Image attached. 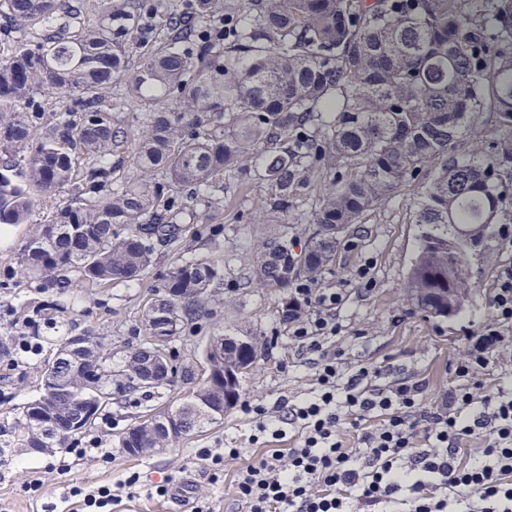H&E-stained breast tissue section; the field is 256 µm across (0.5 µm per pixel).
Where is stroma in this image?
Segmentation results:
<instances>
[{"mask_svg": "<svg viewBox=\"0 0 512 512\" xmlns=\"http://www.w3.org/2000/svg\"><path fill=\"white\" fill-rule=\"evenodd\" d=\"M104 109L113 127L127 134L112 155V182L119 185L134 174L137 132L151 107L131 99L124 81L116 80ZM262 164L260 155H252L196 194L195 216L176 218L177 241L156 246L149 267L133 281L96 286L72 272L64 287L57 288L25 274L22 257L39 225L72 199L91 202L79 183L54 196L35 195L27 223L0 224V512H74L71 487L89 492L132 475L137 481L123 488L115 512H193L197 507L203 512H240L236 499L240 470L269 449L295 445L293 427L285 437L251 442L253 427L236 406L220 422L159 453L133 456L120 446L135 418L175 408L192 391L182 370L199 369L208 338L217 328L248 331L264 342L253 369L241 381L240 399L271 407L282 398L296 401L310 396L314 388L310 356L297 347L279 318L285 291L247 288L243 282L253 274L256 240L282 233L294 250L304 248L324 183L321 176H313L304 195L274 212L267 206L270 188ZM430 177L426 170L410 178L395 197L367 212L359 228L342 238L319 285L343 292L336 312L340 331L331 345L343 366L382 370L386 383L404 376L425 380L427 403L433 406L454 385L452 368L465 356L469 337L488 317L497 272L504 262L512 261V240L494 233L485 250L474 256L475 289L460 314L444 321L427 317L407 300L402 285L421 231L414 220L416 202ZM202 257L218 262L224 286L207 306L205 328L183 333L172 342L177 369L170 381L148 391L113 395L106 411L75 440V447L87 454L76 459L67 474L51 468L52 453L22 448L23 407L39 396L42 371L53 360L62 337H101L112 351L113 370H121L148 334L146 311L162 296L169 269L180 260ZM363 266L372 277L368 288L354 278ZM32 327L38 330L32 339L37 352L17 354L16 336ZM216 448H236L240 456L226 461L215 476L199 453ZM36 478L42 482L39 492L27 493L26 484ZM163 484L171 489L165 497L156 493Z\"/></svg>", "mask_w": 512, "mask_h": 512, "instance_id": "obj_1", "label": "stroma"}]
</instances>
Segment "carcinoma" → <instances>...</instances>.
<instances>
[{
	"mask_svg": "<svg viewBox=\"0 0 512 512\" xmlns=\"http://www.w3.org/2000/svg\"><path fill=\"white\" fill-rule=\"evenodd\" d=\"M198 0L170 17L161 34L145 19L152 0H98L100 25L76 23L68 0H0V11L24 35L42 33L0 56V224H23L36 193L54 194L75 179V157L87 165L83 184L109 189L87 204L71 203L41 226L25 269L53 285L70 272L92 284L133 280L149 266L153 247L170 244L179 225L159 208L160 189H201L254 152L264 156L268 207L309 187L321 171L328 188L312 213L308 246L299 255L285 236L254 251L258 288L319 281L333 263L339 230H351L407 180L436 166L417 204L419 243L403 284L426 316H456L471 295L470 257L502 223L512 191V0ZM161 46L129 71V52ZM126 79L129 96L153 103L138 136L136 177L112 187V148L123 142L102 110L112 81ZM75 96L76 117L42 135L29 112L33 92ZM485 112L500 138L492 152L461 157L457 143ZM223 285L208 259L184 260L164 283V297L146 314L152 336H178L205 312ZM457 289L448 309V289ZM224 337V406L208 388L188 392L175 410L190 435L232 408L241 376L256 361L260 338ZM100 348L58 358L43 371L50 401L23 407L25 448H66L37 427L67 431L73 408H98L102 373L112 371ZM132 354L116 390L140 383ZM172 435L149 417L125 432L121 447L163 448Z\"/></svg>",
	"mask_w": 512,
	"mask_h": 512,
	"instance_id": "obj_1",
	"label": "carcinoma"
}]
</instances>
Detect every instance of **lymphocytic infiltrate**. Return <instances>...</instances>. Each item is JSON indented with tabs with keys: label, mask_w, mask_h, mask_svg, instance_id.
Segmentation results:
<instances>
[{
	"label": "lymphocytic infiltrate",
	"mask_w": 512,
	"mask_h": 512,
	"mask_svg": "<svg viewBox=\"0 0 512 512\" xmlns=\"http://www.w3.org/2000/svg\"><path fill=\"white\" fill-rule=\"evenodd\" d=\"M290 294L307 309L289 331L314 356L315 395L272 409L243 402L259 432L275 411L298 428L295 448L271 450L240 471L236 494L246 512H512V394L481 392L478 381L489 346L512 325L511 262L497 273L481 342L456 363V383L436 408L423 404V380L380 385L376 372L338 363L328 344L339 332L341 292L303 281ZM345 414L360 431L354 448L341 440ZM373 418L377 426L366 427ZM476 436L485 440L482 462L462 463L460 449Z\"/></svg>",
	"instance_id": "lymphocytic-infiltrate-1"
}]
</instances>
